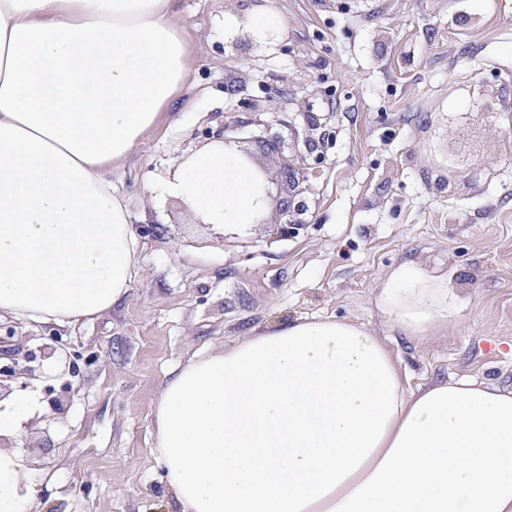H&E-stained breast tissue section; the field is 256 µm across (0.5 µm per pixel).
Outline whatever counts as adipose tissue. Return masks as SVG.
Instances as JSON below:
<instances>
[{"label": "adipose tissue", "instance_id": "obj_1", "mask_svg": "<svg viewBox=\"0 0 512 512\" xmlns=\"http://www.w3.org/2000/svg\"><path fill=\"white\" fill-rule=\"evenodd\" d=\"M192 67L177 0H0V313L67 323L112 309L139 242L111 173ZM221 229L266 202L215 138L150 185ZM373 302L413 339L457 323L446 275L392 268ZM153 448L181 512H512V391L472 377L410 387L365 326L299 319L190 360L164 384ZM36 471L0 447V512Z\"/></svg>", "mask_w": 512, "mask_h": 512}]
</instances>
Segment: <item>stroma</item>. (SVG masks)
Here are the masks:
<instances>
[{
  "instance_id": "stroma-1",
  "label": "stroma",
  "mask_w": 512,
  "mask_h": 512,
  "mask_svg": "<svg viewBox=\"0 0 512 512\" xmlns=\"http://www.w3.org/2000/svg\"><path fill=\"white\" fill-rule=\"evenodd\" d=\"M194 58L178 119L112 176L141 236L140 269L111 311L73 326L4 316L21 353L49 333L79 352L63 413L42 402L24 456L33 512H180L152 453L165 381L197 354L305 317L380 336L412 384L468 376L512 389V0H179ZM272 11L282 22L257 27ZM319 123L323 163L300 176L303 227L217 230L147 188L223 131L272 178ZM280 139V154L261 143ZM412 259L447 275L461 321L393 333L371 303Z\"/></svg>"
}]
</instances>
